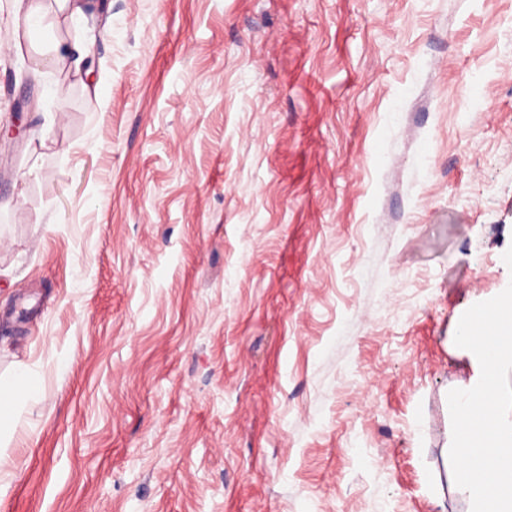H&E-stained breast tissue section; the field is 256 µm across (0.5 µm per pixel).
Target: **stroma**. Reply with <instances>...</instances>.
<instances>
[{
	"label": "stroma",
	"instance_id": "1",
	"mask_svg": "<svg viewBox=\"0 0 512 512\" xmlns=\"http://www.w3.org/2000/svg\"><path fill=\"white\" fill-rule=\"evenodd\" d=\"M0 0V512H471L512 283V0ZM86 0H15L14 15L15 19L22 18L25 23L35 25L43 23L55 13L63 14L64 19L69 20L71 24H79L85 16ZM94 36H82L72 43L58 42L54 48L55 54L59 60L64 61L69 58L72 52L77 53L83 59L93 56L95 51ZM33 389L30 374L24 369H19L4 382L0 379V455L7 447L5 442L22 412L23 399Z\"/></svg>",
	"mask_w": 512,
	"mask_h": 512
}]
</instances>
